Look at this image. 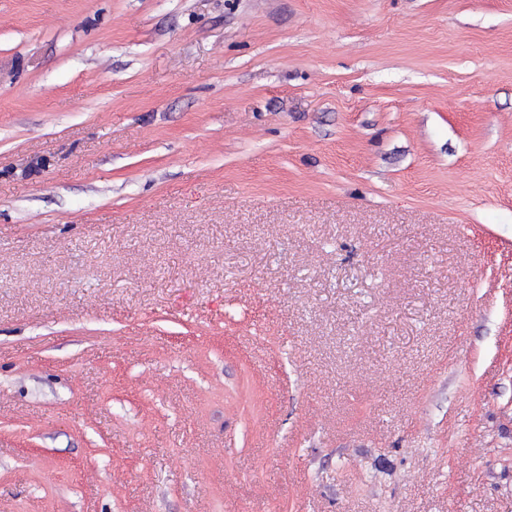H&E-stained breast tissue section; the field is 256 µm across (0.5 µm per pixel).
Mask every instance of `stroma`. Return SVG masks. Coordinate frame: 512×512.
I'll use <instances>...</instances> for the list:
<instances>
[{
    "label": "stroma",
    "mask_w": 512,
    "mask_h": 512,
    "mask_svg": "<svg viewBox=\"0 0 512 512\" xmlns=\"http://www.w3.org/2000/svg\"><path fill=\"white\" fill-rule=\"evenodd\" d=\"M0 512H512V0H0Z\"/></svg>",
    "instance_id": "obj_1"
}]
</instances>
